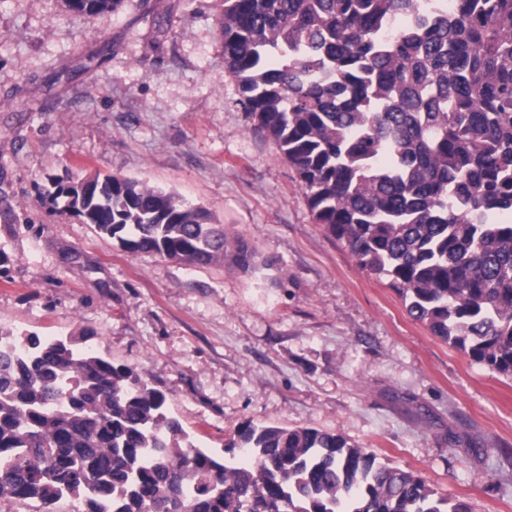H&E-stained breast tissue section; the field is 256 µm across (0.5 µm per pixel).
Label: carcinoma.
<instances>
[{
    "instance_id": "obj_1",
    "label": "carcinoma",
    "mask_w": 512,
    "mask_h": 512,
    "mask_svg": "<svg viewBox=\"0 0 512 512\" xmlns=\"http://www.w3.org/2000/svg\"><path fill=\"white\" fill-rule=\"evenodd\" d=\"M440 2L223 0L224 63L315 223L434 335L512 375V0ZM59 194L128 252L224 258V228L162 188L109 175ZM3 496L39 512L64 497L78 512H470L312 428L245 424L215 455L85 334L0 332Z\"/></svg>"
}]
</instances>
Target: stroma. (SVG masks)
I'll return each instance as SVG.
<instances>
[{
  "instance_id": "1",
  "label": "stroma",
  "mask_w": 512,
  "mask_h": 512,
  "mask_svg": "<svg viewBox=\"0 0 512 512\" xmlns=\"http://www.w3.org/2000/svg\"><path fill=\"white\" fill-rule=\"evenodd\" d=\"M222 11L0 0V330L91 333L213 453L247 423L313 428L472 512H512V376L434 336L314 223L239 102ZM96 174L203 207L227 233L223 260L131 253L65 212L58 181ZM67 7L78 13L115 11L122 0H64Z\"/></svg>"
}]
</instances>
